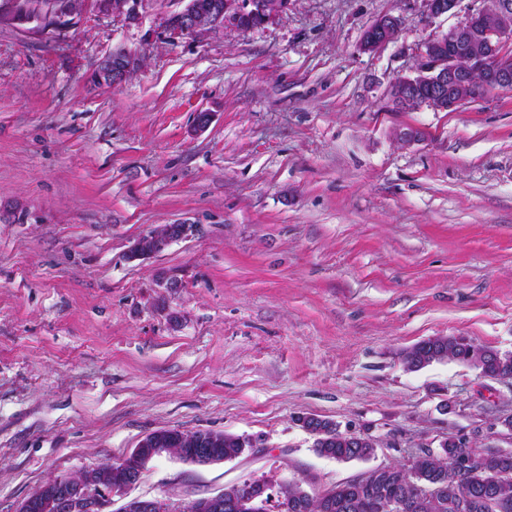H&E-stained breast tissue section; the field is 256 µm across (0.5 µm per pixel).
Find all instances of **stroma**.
<instances>
[{"label": "stroma", "instance_id": "obj_1", "mask_svg": "<svg viewBox=\"0 0 512 512\" xmlns=\"http://www.w3.org/2000/svg\"><path fill=\"white\" fill-rule=\"evenodd\" d=\"M480 6L429 22L423 0H288L194 39L166 32L172 0H141L135 22L86 11L58 36L0 24V512L159 429L251 443L149 463L123 496L168 512L253 481L316 497L451 433L512 448L472 434L512 414V385L401 362L436 336L512 352V91L389 102L420 47ZM382 14L398 38L362 51ZM116 47L136 67L94 84ZM407 126L422 140L401 145ZM167 224L193 231L131 258ZM301 415L374 456L317 455ZM219 436H224V441L222 444L218 446H214L215 448H193V444L191 441H188L184 446L179 444L178 446H172V448H177L178 451H188L192 448V450L185 454L181 452V456H179L185 462L205 466L218 462H224L229 460L224 458L225 456L236 454L239 448H245L248 445V442L240 436L232 435V434H218ZM216 448H224V455H220L219 451Z\"/></svg>", "mask_w": 512, "mask_h": 512}]
</instances>
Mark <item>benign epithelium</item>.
<instances>
[{"label": "benign epithelium", "mask_w": 512, "mask_h": 512, "mask_svg": "<svg viewBox=\"0 0 512 512\" xmlns=\"http://www.w3.org/2000/svg\"><path fill=\"white\" fill-rule=\"evenodd\" d=\"M182 7L169 13L166 29L181 38H195L208 29L227 26L246 30L242 21L257 17L265 24L287 8L288 0H176ZM425 17L431 21L456 13L461 0H424ZM483 6L459 25L426 42L418 54L414 74L399 76L391 87V102L399 110L423 105L442 110L453 109L479 97V88L512 87V0H482ZM140 0H72L60 7L49 0L36 13L19 10L17 0L0 5V17L29 33L63 32L85 9L98 13L123 15L138 19ZM400 20L390 14L376 18L364 30L361 49L374 52L397 39ZM136 65L135 56L115 48L99 62L92 73L93 83L106 88L121 84ZM189 224H170L163 231L141 237L131 257L145 258L163 251L170 243L189 235ZM169 441L160 436H146L137 448L119 462L85 472L79 478L53 479L25 499L18 512H108L112 494L123 492L137 483L147 464L167 452ZM181 459L205 466L226 461L215 448H194ZM270 485L255 482L235 487V491L193 500L187 512H246ZM307 491L296 485L293 491L280 486L282 508L304 505ZM115 512H162L155 500L132 498Z\"/></svg>", "instance_id": "7a95c632"}]
</instances>
